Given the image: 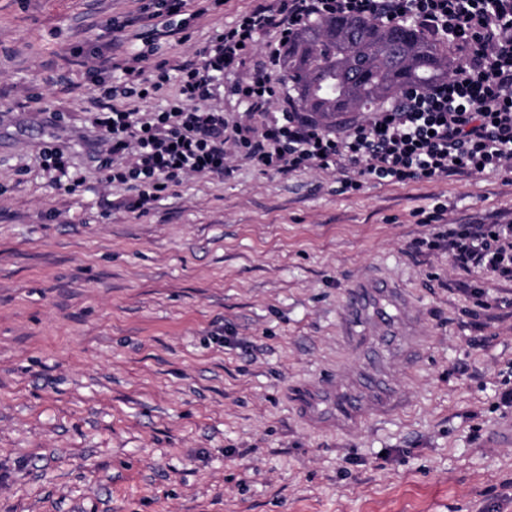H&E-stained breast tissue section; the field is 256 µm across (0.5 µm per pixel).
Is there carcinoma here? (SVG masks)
I'll return each mask as SVG.
<instances>
[{
	"label": "carcinoma",
	"mask_w": 512,
	"mask_h": 512,
	"mask_svg": "<svg viewBox=\"0 0 512 512\" xmlns=\"http://www.w3.org/2000/svg\"><path fill=\"white\" fill-rule=\"evenodd\" d=\"M288 91L300 110L331 118L366 112L403 89L448 78L453 61L414 25H379L363 16L313 21L288 44Z\"/></svg>",
	"instance_id": "obj_1"
}]
</instances>
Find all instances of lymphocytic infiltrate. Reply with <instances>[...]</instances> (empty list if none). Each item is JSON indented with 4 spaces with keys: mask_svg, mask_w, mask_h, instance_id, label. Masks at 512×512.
Returning a JSON list of instances; mask_svg holds the SVG:
<instances>
[{
    "mask_svg": "<svg viewBox=\"0 0 512 512\" xmlns=\"http://www.w3.org/2000/svg\"><path fill=\"white\" fill-rule=\"evenodd\" d=\"M189 0H151L145 51L122 63L98 52L85 73L93 95L90 131L111 183L128 186L129 211L151 210L188 175L224 177L242 156L282 175L316 166L340 171L344 190L368 180L405 184L468 173L512 172V0H261L236 26L217 34L191 63L161 61L154 79L141 64L182 31ZM336 14L384 25L415 24L455 56L452 76L411 86L391 103L337 133L300 111L270 83L285 43L309 22ZM261 60L252 55L258 40ZM252 66L230 91L247 105L228 120L210 103L227 75ZM175 85L173 103L142 110L145 96ZM52 184L76 192L85 177L60 147L42 152ZM447 242L454 263L512 280V224H452L429 240Z\"/></svg>",
    "mask_w": 512,
    "mask_h": 512,
    "instance_id": "1",
    "label": "lymphocytic infiltrate"
}]
</instances>
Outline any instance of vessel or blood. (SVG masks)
<instances>
[{"label": "vessel or blood", "mask_w": 512, "mask_h": 512, "mask_svg": "<svg viewBox=\"0 0 512 512\" xmlns=\"http://www.w3.org/2000/svg\"><path fill=\"white\" fill-rule=\"evenodd\" d=\"M362 328L373 329L379 345L402 360L412 361L421 351L413 309L400 286L365 277L348 289L342 332L354 336ZM292 399L303 419L316 428L330 424L345 428L403 406L401 396L375 366L355 378L339 372L295 385Z\"/></svg>", "instance_id": "obj_1"}]
</instances>
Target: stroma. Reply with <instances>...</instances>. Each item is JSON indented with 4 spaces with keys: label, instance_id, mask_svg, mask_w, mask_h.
<instances>
[{
    "label": "stroma",
    "instance_id": "1",
    "mask_svg": "<svg viewBox=\"0 0 512 512\" xmlns=\"http://www.w3.org/2000/svg\"><path fill=\"white\" fill-rule=\"evenodd\" d=\"M147 2L0 0V512H512V280L414 246L435 206L512 213V173L345 192L237 156L130 212L78 134L94 52L149 31L102 24ZM256 2L209 5L164 58ZM61 142L86 177L72 195L42 167ZM365 276L417 309L423 349L391 368L407 405L311 430L289 390L368 363L340 334Z\"/></svg>",
    "mask_w": 512,
    "mask_h": 512
}]
</instances>
